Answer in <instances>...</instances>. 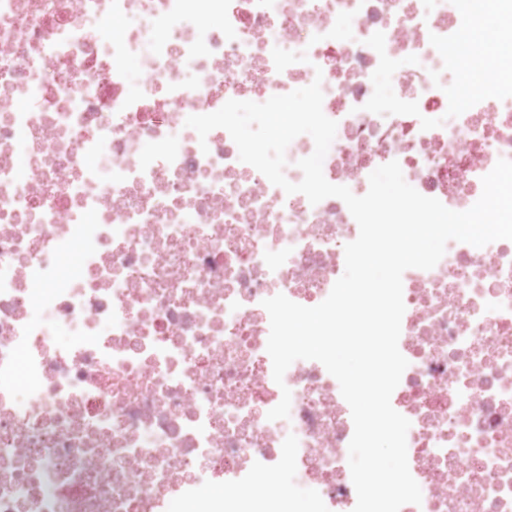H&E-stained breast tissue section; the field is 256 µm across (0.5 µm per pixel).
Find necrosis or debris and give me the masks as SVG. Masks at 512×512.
<instances>
[{
	"mask_svg": "<svg viewBox=\"0 0 512 512\" xmlns=\"http://www.w3.org/2000/svg\"><path fill=\"white\" fill-rule=\"evenodd\" d=\"M481 19L473 0H0V512H294L302 490L353 512L350 407L319 361L274 381L262 302L324 301L358 224L185 121L318 78L327 181L362 196L395 161L468 210L512 160V109L461 63ZM402 282L391 404L422 501L401 512H512V240L449 242Z\"/></svg>",
	"mask_w": 512,
	"mask_h": 512,
	"instance_id": "obj_1",
	"label": "necrosis or debris"
}]
</instances>
